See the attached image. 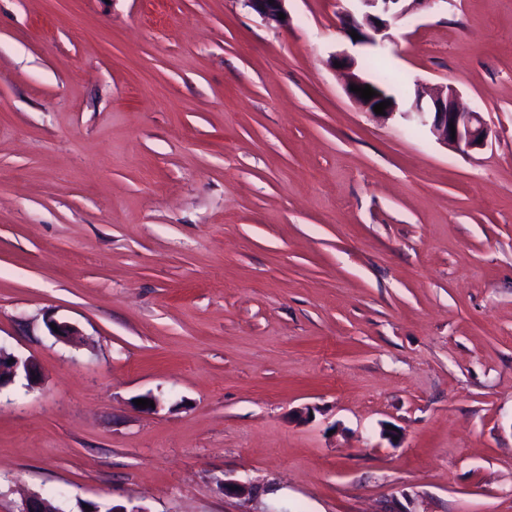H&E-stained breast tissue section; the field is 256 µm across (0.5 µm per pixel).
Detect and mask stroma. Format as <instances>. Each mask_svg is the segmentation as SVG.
Segmentation results:
<instances>
[{
	"instance_id": "35a3bbf8",
	"label": "stroma",
	"mask_w": 512,
	"mask_h": 512,
	"mask_svg": "<svg viewBox=\"0 0 512 512\" xmlns=\"http://www.w3.org/2000/svg\"><path fill=\"white\" fill-rule=\"evenodd\" d=\"M345 7L0 0V512H512V0L378 53L466 154L348 97ZM247 7L258 14L266 23H274L279 27L288 26V10L286 2L288 0H274L269 4V0H244ZM282 12L285 19H278V13ZM336 58L345 75L346 93L365 112H370L380 118H390L399 113L410 123L428 131L439 143L462 153L483 149L488 145L492 129L479 112L467 110L459 105L454 88L442 86L435 92L428 93L417 85L414 98L404 102L393 101L385 91L394 97H404L405 91L402 85L399 91L393 88L395 80L385 70L381 60L371 62V66L376 72L373 83L379 86L377 87L370 80L355 72L357 62L354 57L344 53L338 57L335 56ZM351 84L362 88L369 85L371 89H374L376 95L369 101H365L359 97V94L350 90ZM383 101H390V105L385 109V115L376 114L373 107ZM450 122H453L455 126V139L451 137ZM479 138H482L481 143H478ZM17 377H23L28 387H35L40 380L37 364L33 359L22 358L0 345V388L13 383Z\"/></svg>"
}]
</instances>
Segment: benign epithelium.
Listing matches in <instances>:
<instances>
[{
  "label": "benign epithelium",
  "instance_id": "benign-epithelium-1",
  "mask_svg": "<svg viewBox=\"0 0 512 512\" xmlns=\"http://www.w3.org/2000/svg\"><path fill=\"white\" fill-rule=\"evenodd\" d=\"M247 7L258 14L265 22L279 27L288 26V19L278 18V13L288 14V0H244ZM357 13L346 12L348 31H355L359 39L352 44L368 45L384 49L390 40L388 31L407 15L425 7L431 0H355ZM345 75V90L348 96L364 111L373 112V107L383 101H390L385 109V117L400 114L409 122L428 131L438 142L459 152L467 153L483 149L488 145L492 129L480 113L461 107L457 101V92L452 87H441L433 93L417 87L414 98L399 102L391 101L387 93L372 84L356 72V59L346 53L338 56ZM363 87L369 85L376 95L366 101L350 90V85ZM455 131H450V126ZM50 335L66 343L80 341V329L69 322L50 319L46 322ZM22 377L30 388L39 384L40 373L37 364L31 358H22L0 345V388ZM224 493L237 496H258V489L241 482H224ZM53 502L40 495L31 496L21 512H52Z\"/></svg>",
  "mask_w": 512,
  "mask_h": 512
}]
</instances>
